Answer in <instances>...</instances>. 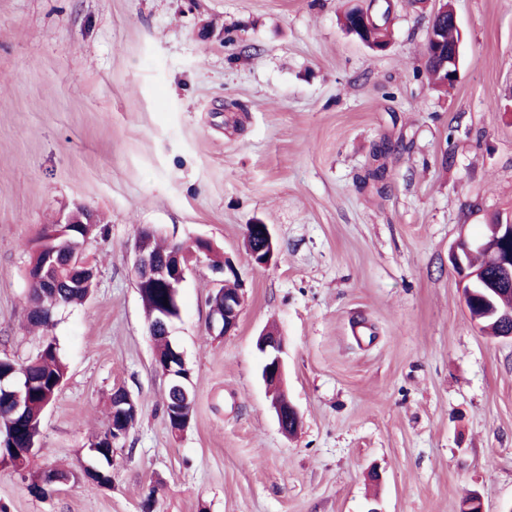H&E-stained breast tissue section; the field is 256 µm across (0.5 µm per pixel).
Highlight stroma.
Returning a JSON list of instances; mask_svg holds the SVG:
<instances>
[{
	"label": "stroma",
	"instance_id": "obj_1",
	"mask_svg": "<svg viewBox=\"0 0 512 512\" xmlns=\"http://www.w3.org/2000/svg\"><path fill=\"white\" fill-rule=\"evenodd\" d=\"M368 0H0V357L24 325L38 237L76 207L98 228L83 303L51 330L65 380L29 471L0 465V512H512V342L470 320L448 252L512 217V0H452L453 88L424 71L441 0H394L379 52L341 25ZM394 143L391 151L382 150ZM381 171L373 179L372 171ZM277 244L261 267L246 227ZM209 240L238 270L237 328L207 331L220 277L193 256L172 339L195 388L172 433L130 270L140 227ZM283 338L280 429L257 338ZM130 393L112 485L57 486Z\"/></svg>",
	"mask_w": 512,
	"mask_h": 512
}]
</instances>
